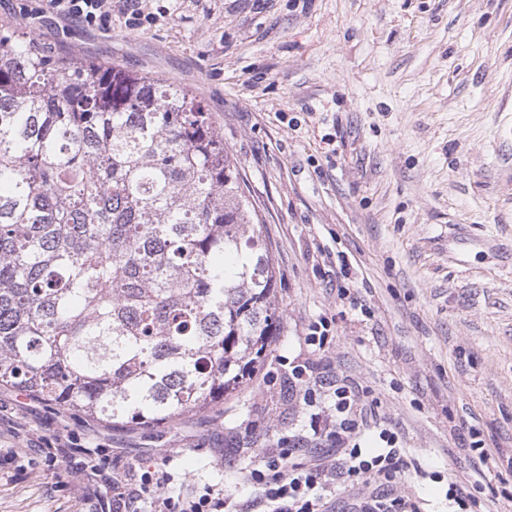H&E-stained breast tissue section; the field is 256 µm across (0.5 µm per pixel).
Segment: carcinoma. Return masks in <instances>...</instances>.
I'll use <instances>...</instances> for the list:
<instances>
[{"label": "carcinoma", "mask_w": 512, "mask_h": 512, "mask_svg": "<svg viewBox=\"0 0 512 512\" xmlns=\"http://www.w3.org/2000/svg\"><path fill=\"white\" fill-rule=\"evenodd\" d=\"M256 209L201 102L0 28V385L172 424L280 332Z\"/></svg>", "instance_id": "carcinoma-1"}]
</instances>
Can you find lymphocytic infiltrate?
<instances>
[{"instance_id": "1", "label": "lymphocytic infiltrate", "mask_w": 512, "mask_h": 512, "mask_svg": "<svg viewBox=\"0 0 512 512\" xmlns=\"http://www.w3.org/2000/svg\"><path fill=\"white\" fill-rule=\"evenodd\" d=\"M41 11L55 12L88 25L111 22L110 0H41ZM290 385L306 406L319 399L331 401L336 420L312 424L310 433L293 434L276 447L264 449L257 465L246 472L256 490L254 498L239 500L219 485L203 494L171 496L166 492L172 476L160 467L111 466L101 457L93 472L111 485V498L102 500L100 512H331L330 499L337 483L350 488L342 512H422L421 501L405 485L409 468L405 451L394 433L381 430V447L367 450L360 439L369 428L364 400L357 386L345 377L316 376L310 362L293 366ZM331 446L327 455L313 446Z\"/></svg>"}]
</instances>
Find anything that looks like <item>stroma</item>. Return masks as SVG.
Returning <instances> with one entry per match:
<instances>
[{
	"mask_svg": "<svg viewBox=\"0 0 512 512\" xmlns=\"http://www.w3.org/2000/svg\"><path fill=\"white\" fill-rule=\"evenodd\" d=\"M35 5L0 0V25L202 103L257 210L283 321L236 395L172 425L112 429L0 386V512H94L91 471L67 474L76 439L167 466L175 494L254 496L263 449L330 412L280 383L307 358L363 391L377 427L362 447L397 434L426 512H448L452 481L473 512H512V0H112L107 26L27 17ZM322 317L318 352L305 334Z\"/></svg>",
	"mask_w": 512,
	"mask_h": 512,
	"instance_id": "35a3bbf8",
	"label": "stroma"
}]
</instances>
